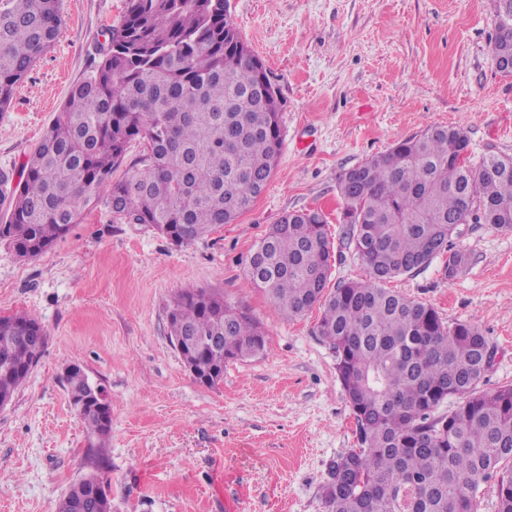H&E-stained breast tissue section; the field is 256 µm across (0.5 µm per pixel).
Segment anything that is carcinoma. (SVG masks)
Instances as JSON below:
<instances>
[{"label":"carcinoma","instance_id":"obj_1","mask_svg":"<svg viewBox=\"0 0 512 512\" xmlns=\"http://www.w3.org/2000/svg\"><path fill=\"white\" fill-rule=\"evenodd\" d=\"M492 51L512 56V0H493ZM60 0H0V113L14 87L57 40ZM95 71L74 84L23 165L0 185V243L34 259L97 210L112 221L151 224L183 246L234 224L266 189L283 143L280 89L242 52L224 0H124L104 31ZM139 152L128 159L132 145ZM469 139L458 126L430 127L336 177L342 221L369 280L328 289L333 251L326 218L292 210L271 225L247 274L286 316L315 305L319 336L354 414L360 447L339 455L322 486L326 512H474L482 483L497 478L496 512H512V386L480 393L486 336L467 322L384 287L448 251L456 224L512 229V155L458 163ZM128 170L120 178L116 172ZM469 256H448L445 274ZM170 335L193 328L216 339L190 356L212 387L224 366L259 353L265 332L217 293L185 292L168 315ZM47 342L26 315L0 318V396L12 399ZM70 397L88 396L80 366ZM453 396L463 401L436 410ZM104 447L112 407L71 404ZM74 484L58 512L112 509L110 486L93 497Z\"/></svg>","mask_w":512,"mask_h":512}]
</instances>
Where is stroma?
<instances>
[{
  "mask_svg": "<svg viewBox=\"0 0 512 512\" xmlns=\"http://www.w3.org/2000/svg\"><path fill=\"white\" fill-rule=\"evenodd\" d=\"M123 0H61L65 27L0 115V168L19 167L70 87L102 57ZM243 39L284 100L279 166L236 223L177 247L106 211L40 257L0 244V317L26 313L47 343L0 409V512H57L104 458L112 512H325L320 488L357 427L317 331L320 307L282 318L247 277L249 257L289 211L321 210L331 282L367 280L346 239L336 175L429 126H459L473 158L512 155V73L492 53V0H229ZM447 255L390 288L478 327L494 349L479 385L512 386V231L469 223ZM221 294L266 332L258 355L213 387L195 381L169 336L174 299ZM80 364L112 404L109 445L93 452L64 380Z\"/></svg>",
  "mask_w": 512,
  "mask_h": 512,
  "instance_id": "35a3bbf8",
  "label": "stroma"
}]
</instances>
